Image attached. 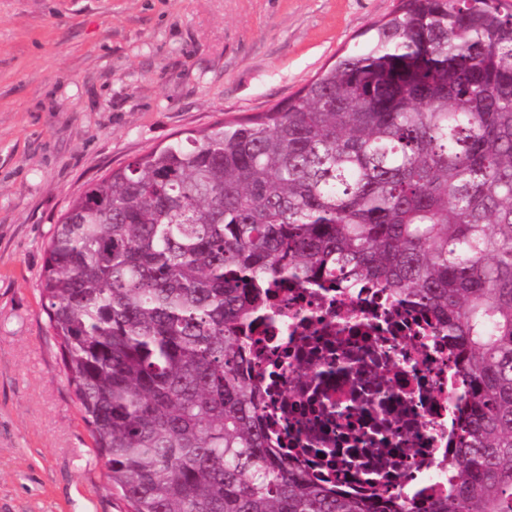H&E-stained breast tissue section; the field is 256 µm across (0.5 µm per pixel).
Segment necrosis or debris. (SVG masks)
<instances>
[{
	"label": "necrosis or debris",
	"instance_id": "obj_1",
	"mask_svg": "<svg viewBox=\"0 0 512 512\" xmlns=\"http://www.w3.org/2000/svg\"><path fill=\"white\" fill-rule=\"evenodd\" d=\"M242 341L269 444L338 493L420 507L456 486L470 384L448 329L375 282L273 284Z\"/></svg>",
	"mask_w": 512,
	"mask_h": 512
}]
</instances>
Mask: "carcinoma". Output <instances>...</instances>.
<instances>
[{
  "label": "carcinoma",
  "mask_w": 512,
  "mask_h": 512,
  "mask_svg": "<svg viewBox=\"0 0 512 512\" xmlns=\"http://www.w3.org/2000/svg\"><path fill=\"white\" fill-rule=\"evenodd\" d=\"M400 0L295 96L113 169L53 225L41 296L132 512H377L268 446L239 332L277 280L368 278L448 325L455 493L512 512V13Z\"/></svg>",
  "instance_id": "cac0c4a2"
}]
</instances>
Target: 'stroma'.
Segmentation results:
<instances>
[{
  "label": "stroma",
  "instance_id": "obj_1",
  "mask_svg": "<svg viewBox=\"0 0 512 512\" xmlns=\"http://www.w3.org/2000/svg\"><path fill=\"white\" fill-rule=\"evenodd\" d=\"M398 0H0V512H127L40 293L71 197L294 95Z\"/></svg>",
  "mask_w": 512,
  "mask_h": 512
}]
</instances>
